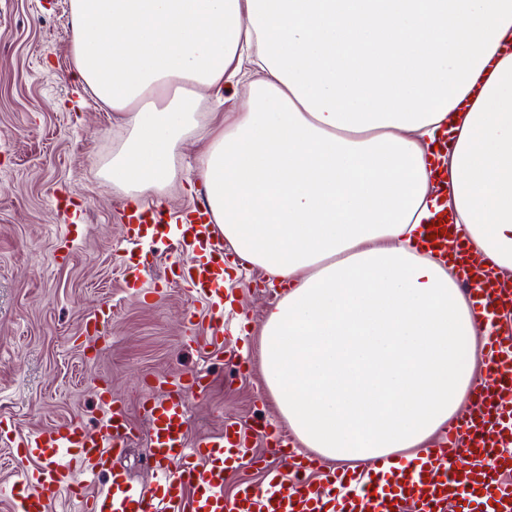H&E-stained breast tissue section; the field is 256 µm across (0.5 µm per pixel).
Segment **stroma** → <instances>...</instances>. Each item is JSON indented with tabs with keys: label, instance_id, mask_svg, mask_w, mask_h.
<instances>
[{
	"label": "stroma",
	"instance_id": "1",
	"mask_svg": "<svg viewBox=\"0 0 512 512\" xmlns=\"http://www.w3.org/2000/svg\"><path fill=\"white\" fill-rule=\"evenodd\" d=\"M72 40L70 0H0V435L94 424L92 387L103 378L136 427L124 465L148 482L144 381L205 366L212 385L191 401L190 437L258 418L253 453L267 456V429L288 425L265 385L259 333L283 287L250 264L231 276L225 288L239 305L227 309L223 352L210 360L186 339V314L204 319L203 301L175 284L136 297L121 254L155 252V268L143 273L149 280L168 257L162 245L124 234L125 196L99 170L127 129L76 84ZM202 149L200 131L180 149L178 183L163 200L171 212L189 210L204 192ZM67 224L78 227L71 242L59 237ZM103 304L112 319L105 340L92 343L82 324ZM228 355L244 371L225 365Z\"/></svg>",
	"mask_w": 512,
	"mask_h": 512
}]
</instances>
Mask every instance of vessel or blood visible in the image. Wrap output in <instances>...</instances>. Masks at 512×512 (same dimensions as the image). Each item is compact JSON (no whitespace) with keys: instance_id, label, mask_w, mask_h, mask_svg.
<instances>
[{"instance_id":"obj_1","label":"vessel or blood","mask_w":512,"mask_h":512,"mask_svg":"<svg viewBox=\"0 0 512 512\" xmlns=\"http://www.w3.org/2000/svg\"><path fill=\"white\" fill-rule=\"evenodd\" d=\"M129 237H159L168 228L165 208H129ZM165 282L191 288L209 308L206 342L210 357L224 345V242L207 203L183 216ZM458 280L478 313L497 312L502 291L479 269L461 265ZM493 381L478 387L470 409L439 441L409 460L374 458L355 469L329 468L309 479L315 459L280 431L268 434L279 464L266 469L262 485L240 482L226 497L227 479L252 453L248 424L232 423L214 435L189 437L191 398L204 397L211 378L198 370L170 377L148 392L141 413L148 427L146 466L154 481L135 484L122 465L134 436L127 410L101 381L95 396L101 411L94 427L72 421L31 432L16 445L30 464L16 486L19 512H49L67 493L77 512H512V455L500 444L512 438V336L487 339ZM104 478L105 489L87 495V483Z\"/></svg>"}]
</instances>
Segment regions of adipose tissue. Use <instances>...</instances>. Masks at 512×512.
I'll return each mask as SVG.
<instances>
[{
	"label": "adipose tissue",
	"mask_w": 512,
	"mask_h": 512,
	"mask_svg": "<svg viewBox=\"0 0 512 512\" xmlns=\"http://www.w3.org/2000/svg\"><path fill=\"white\" fill-rule=\"evenodd\" d=\"M71 16L75 74L128 130L100 175L134 201L175 186L198 91L257 68L199 175L236 255L285 288L260 331L267 389L321 457L427 447L483 381L476 336L512 331L425 245L447 214L512 284V0H71Z\"/></svg>",
	"instance_id": "obj_1"
}]
</instances>
